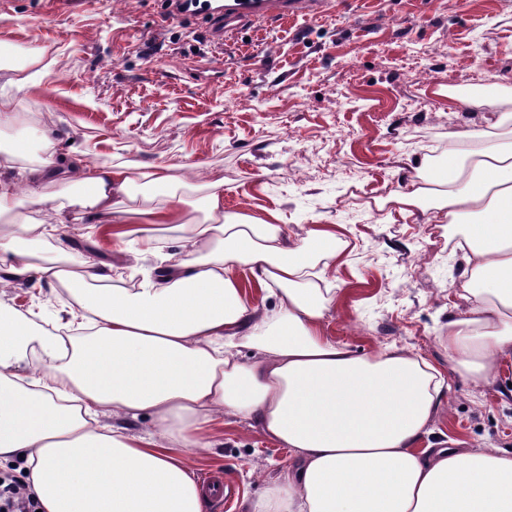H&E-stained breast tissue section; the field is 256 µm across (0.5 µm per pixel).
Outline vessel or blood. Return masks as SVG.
Here are the masks:
<instances>
[{
	"instance_id": "b4317fda",
	"label": "vessel or blood",
	"mask_w": 512,
	"mask_h": 512,
	"mask_svg": "<svg viewBox=\"0 0 512 512\" xmlns=\"http://www.w3.org/2000/svg\"><path fill=\"white\" fill-rule=\"evenodd\" d=\"M327 0H221L209 6L203 16L211 37L222 41L227 31L274 16L304 15L315 18L327 10Z\"/></svg>"
}]
</instances>
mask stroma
Returning a JSON list of instances; mask_svg holds the SVG:
<instances>
[{"mask_svg": "<svg viewBox=\"0 0 512 512\" xmlns=\"http://www.w3.org/2000/svg\"><path fill=\"white\" fill-rule=\"evenodd\" d=\"M0 45L23 60L44 49L51 76L16 90L18 117L0 148L42 154L44 137L99 165H176L184 221L199 222L202 186L224 180V211L276 214L289 235L326 228L349 246L328 272L336 300L323 330L362 354L414 349L446 370L450 405L429 442L512 452V367L478 386L449 372L438 333L467 302L453 229L401 219L375 198L432 174L452 132L485 127L484 105L512 92V0H330L327 12L259 20L214 43L204 19L168 17L163 0H13ZM469 99L449 110L438 89ZM0 303L64 315L55 284L0 267ZM214 447L188 458L224 477L223 512H247L284 482L291 453L230 416Z\"/></svg>", "mask_w": 512, "mask_h": 512, "instance_id": "obj_1", "label": "stroma"}]
</instances>
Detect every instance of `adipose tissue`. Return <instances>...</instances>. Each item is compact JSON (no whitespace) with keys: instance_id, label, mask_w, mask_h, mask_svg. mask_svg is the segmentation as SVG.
<instances>
[{"instance_id":"ef3b65f1","label":"adipose tissue","mask_w":512,"mask_h":512,"mask_svg":"<svg viewBox=\"0 0 512 512\" xmlns=\"http://www.w3.org/2000/svg\"><path fill=\"white\" fill-rule=\"evenodd\" d=\"M30 170L29 193L50 216L17 211L11 171L22 147L0 152V264L17 278L64 287L66 325L37 326L0 303V466L21 463L37 512H205L207 496L184 457L208 447L218 415L240 418L289 448L287 482L251 512H512V454L496 448H424L447 388L441 371L404 347L358 353L325 336L336 297L326 274L347 243L314 229L224 212V181L205 185L204 218L185 224L177 203L125 207L135 179L171 190L172 167L132 176L123 166L72 163L61 178L86 189L81 206L136 244L125 271L73 254L60 231L59 194L46 193L58 149ZM387 201L402 218L461 224L468 307L439 340L453 372L499 382L512 362V141L453 134L437 166ZM181 235L165 249L164 232ZM277 298L246 299L241 272ZM150 419L140 435L100 425L103 413Z\"/></svg>"}]
</instances>
